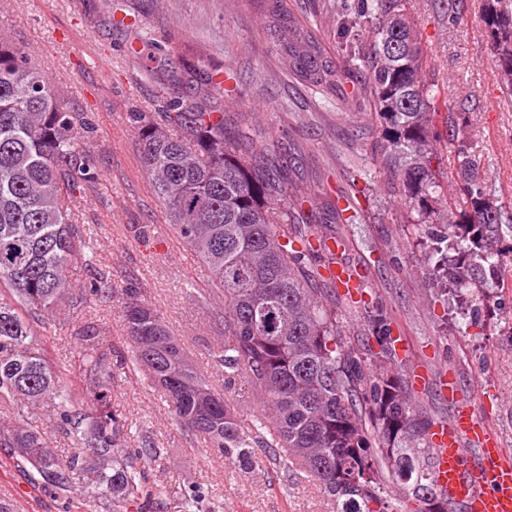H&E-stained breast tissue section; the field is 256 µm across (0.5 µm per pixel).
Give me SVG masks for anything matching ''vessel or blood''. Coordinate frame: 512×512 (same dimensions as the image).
Returning <instances> with one entry per match:
<instances>
[{"label": "vessel or blood", "mask_w": 512, "mask_h": 512, "mask_svg": "<svg viewBox=\"0 0 512 512\" xmlns=\"http://www.w3.org/2000/svg\"><path fill=\"white\" fill-rule=\"evenodd\" d=\"M327 276L337 288L356 294L359 279L336 261ZM435 478L458 512H512V455L474 413L473 400L458 398L449 421L431 430Z\"/></svg>", "instance_id": "b4317fda"}]
</instances>
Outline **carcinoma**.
<instances>
[{
    "instance_id": "carcinoma-1",
    "label": "carcinoma",
    "mask_w": 512,
    "mask_h": 512,
    "mask_svg": "<svg viewBox=\"0 0 512 512\" xmlns=\"http://www.w3.org/2000/svg\"><path fill=\"white\" fill-rule=\"evenodd\" d=\"M270 36L288 73L326 105L347 97L340 66L317 25L301 23L287 0H259ZM407 0H344L337 29L347 66L363 73L359 95L380 124L375 145L387 190L429 230L425 264L445 291L475 296V313L495 302L512 247V216L488 185L471 153L468 121L442 99L426 72V54ZM482 22L502 83L512 91V0H485ZM371 29L369 43L358 31ZM443 119L445 135L436 131ZM81 117L21 47L0 36V404L29 402L68 430L73 447L59 457L39 426L0 419V448L29 465L42 487L63 497L82 488L84 512H212L215 503L197 485L165 489L151 484L144 462L168 449L151 438L128 445L129 423L107 402L112 359L103 338L77 333L85 391L67 384V365L50 364L34 347L31 322L55 318L73 301V264L91 265L86 242L66 207L75 193L99 180L75 133ZM142 170L174 225L181 244L207 271L210 293L222 302L213 314L220 342L214 363L230 381L244 373L265 413L247 426L238 403L212 384L184 355L162 317L143 305L137 288L121 290L129 370L160 390L185 430L207 439L230 463L252 464L255 449L288 472L302 469L326 498L328 512H391L388 492L411 496L409 512H453L435 482L426 421L402 390V374L368 365L336 324L348 299L319 271L326 238L318 226L353 207L357 180L377 170L353 166L338 203L318 209L290 195L300 157L253 145L228 129L224 113L171 92L161 119L137 120ZM455 156L445 176L432 168L437 143ZM371 328L381 357L396 356L387 316ZM104 405L82 409L86 399Z\"/></svg>"
}]
</instances>
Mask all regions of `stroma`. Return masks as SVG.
<instances>
[{"instance_id": "1", "label": "stroma", "mask_w": 512, "mask_h": 512, "mask_svg": "<svg viewBox=\"0 0 512 512\" xmlns=\"http://www.w3.org/2000/svg\"><path fill=\"white\" fill-rule=\"evenodd\" d=\"M407 11L427 47V66L439 79L449 105L465 107L471 147L489 185L512 200V92L502 84L482 23L483 0H464V17L449 21L435 0H410ZM0 35L22 46L54 87L80 112L78 128L99 174L94 188L73 200L74 221L93 237L97 270L113 289L138 288L146 305L163 317L186 355L215 386L224 377L212 352L218 331L216 305L204 296L188 299L186 284L203 289L207 278L179 244L173 225L155 197L137 158L133 115L159 117L164 87L200 83L222 68L223 90L210 102L229 128L258 144L292 150L304 159L294 190L324 202L326 186L349 162L369 166L371 147L382 129L358 115L353 100L321 106L297 84L265 33L257 0H0ZM154 39L162 61L146 69L142 38ZM386 174L370 184L362 210L349 224H327L324 235L344 238L343 262L367 272L365 307L339 306L336 318L366 362L374 356L364 337L369 310L390 315L394 335L406 337L410 357L431 373L416 391L431 421L449 419L441 375L452 374L463 393L480 392L479 408L503 448L512 451V276L494 291L500 308L482 310L467 332L455 329L469 301L436 299L423 275L429 239L408 222L386 189ZM91 328L112 345L116 366L111 406L137 422L167 460L147 462L151 483L207 489L223 512H325L317 488L286 483L283 473L259 456L252 473L224 461L202 438L187 435L172 418L160 393L134 376L120 359L129 346L118 300L88 297L56 325L38 327V346L50 362L77 363L75 328ZM224 386V385H223ZM79 491L61 498L34 481L10 449L0 448V498L15 512H66Z\"/></svg>"}]
</instances>
